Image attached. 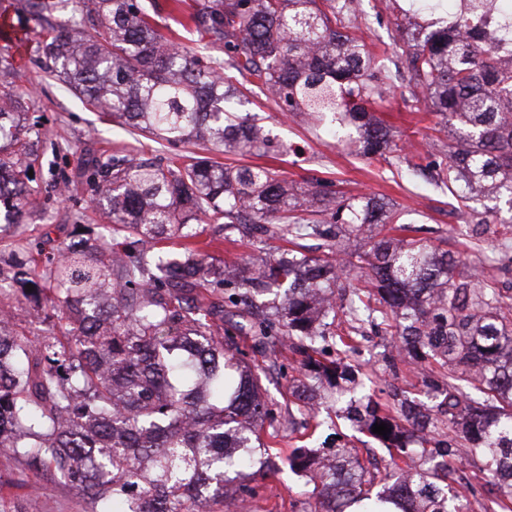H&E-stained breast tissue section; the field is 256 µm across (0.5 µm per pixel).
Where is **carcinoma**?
Segmentation results:
<instances>
[{
    "label": "carcinoma",
    "instance_id": "obj_1",
    "mask_svg": "<svg viewBox=\"0 0 512 512\" xmlns=\"http://www.w3.org/2000/svg\"><path fill=\"white\" fill-rule=\"evenodd\" d=\"M178 24L224 46L230 72L188 52L157 29L146 0H18L17 22L0 39L35 25L33 63L88 107L157 140L228 152L270 148L256 122L228 104L241 77L266 89L284 112L328 116L358 134L359 152L397 149L375 107L391 92L374 54L344 23L353 0H172ZM512 0H464L448 24L425 31L396 20L392 51L408 85L426 92L448 128V163L438 181L470 213L468 235L498 224L489 282L467 260L405 236L394 204L371 195L327 198L297 191L279 171L228 167L194 153L183 161L130 155L84 165L91 202L110 224L72 239L32 276L24 245L11 251L0 282L35 310L50 300V334L36 345L12 331L0 306V447L23 468L52 471V487L87 494L93 512H235L256 490L245 471L276 478L263 442L278 405L239 348H283L297 357L288 406L309 420L326 404L370 434L404 466L374 490L372 462L351 448H299L288 466L314 485L309 512H474L453 493L456 448L482 459L488 501L512 512ZM14 57L0 53V208L19 216L39 195V162L11 87ZM505 201L479 212L474 201ZM204 224L288 241L272 260L217 263L188 240ZM369 247L350 250L351 237ZM324 241L327 256L302 252ZM358 285H347L351 273ZM34 286L28 291L26 285ZM349 317L384 327L415 363L427 401L360 395L353 367L320 359L336 338V302ZM245 322L215 335L224 307ZM387 424L391 433L372 432ZM448 438L438 440L439 427Z\"/></svg>",
    "mask_w": 512,
    "mask_h": 512
}]
</instances>
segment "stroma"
Masks as SVG:
<instances>
[{"instance_id": "35a3bbf8", "label": "stroma", "mask_w": 512, "mask_h": 512, "mask_svg": "<svg viewBox=\"0 0 512 512\" xmlns=\"http://www.w3.org/2000/svg\"><path fill=\"white\" fill-rule=\"evenodd\" d=\"M458 4L459 0H354L353 13L345 17L346 24L356 26L358 35L375 53L378 65L391 78L393 90L380 117L392 126L399 152L368 158L337 147L325 123L307 124L286 117L265 89L243 81L239 84L241 101L234 104V111L241 117L260 118L272 141L284 145L285 150L278 154L263 149L224 153L221 162L228 166H269L295 187L315 188L329 195L385 196L411 213L418 238L442 250L463 252L471 270L482 277L489 275L487 258L493 238L465 235L464 218L455 211L447 188L432 182L428 166L441 162L438 147L448 136L438 131L439 119L423 99L409 95L389 48L397 13L444 20L456 12ZM14 55L19 68L14 89L21 98L30 99L27 120L37 123L40 132L36 184L41 196L39 208L26 211L19 223H0V258L7 257L12 243L18 240L28 243L32 251L50 252L67 243L78 224L88 225L97 233L105 230L106 216L90 203L91 189L83 174L86 160L116 152L167 157L193 150L192 145L183 143L162 146L139 132L113 125L100 112L86 109L64 84L36 68L30 61V47L15 49ZM414 163L419 166L415 172L410 169ZM204 237L212 242L209 254L227 263L259 253L272 256L282 245L281 240L261 235L228 243L220 224L207 225ZM355 337L360 350L351 361L367 380L365 393L380 401L396 390L411 398L419 395L421 385L414 364L406 360L390 366L388 339L381 331L359 323ZM319 419L320 427L307 429L301 437L291 433L284 423L266 428L263 438L270 453L277 457L281 472L275 480L251 478L257 495L241 501L239 512H269L275 504L280 505V512H305L311 488L287 461L291 448L300 444L326 451L341 442L355 448L360 457L371 456L379 465H386L387 452L368 434L348 421L337 420L330 409L322 410ZM50 479V473L42 470L21 475L15 461L0 448V512H92L88 496L67 489L58 490L50 498L30 495V484Z\"/></svg>"}]
</instances>
